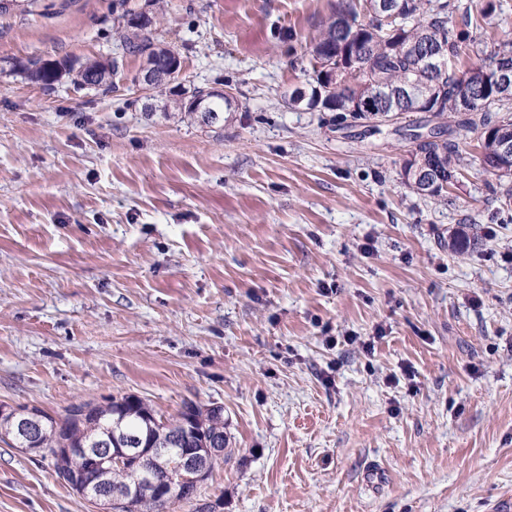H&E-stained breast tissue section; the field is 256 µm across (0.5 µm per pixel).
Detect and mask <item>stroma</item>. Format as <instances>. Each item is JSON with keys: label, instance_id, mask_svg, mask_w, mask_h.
I'll return each instance as SVG.
<instances>
[{"label": "stroma", "instance_id": "1", "mask_svg": "<svg viewBox=\"0 0 512 512\" xmlns=\"http://www.w3.org/2000/svg\"><path fill=\"white\" fill-rule=\"evenodd\" d=\"M121 1L147 7L0 15V403L223 407V464L170 512H512V209L478 130L443 202L402 178L428 113L288 107L339 0H163L185 86L233 89L213 125L143 111L135 57L108 94L12 71L121 53ZM0 512L99 510L0 441Z\"/></svg>", "mask_w": 512, "mask_h": 512}]
</instances>
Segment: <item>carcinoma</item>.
Segmentation results:
<instances>
[{
    "label": "carcinoma",
    "mask_w": 512,
    "mask_h": 512,
    "mask_svg": "<svg viewBox=\"0 0 512 512\" xmlns=\"http://www.w3.org/2000/svg\"><path fill=\"white\" fill-rule=\"evenodd\" d=\"M378 0H345L336 9L352 18L355 26H341L331 16L319 33L305 45L301 61L307 62L309 79L307 91L311 103L297 105L288 97L291 108L306 112H337L346 117L350 108L367 98L377 100V111L390 112L393 106L408 112L414 100L403 99L406 86L414 85L426 97L428 111L435 118L459 114L464 109L458 94L455 59L479 45L473 30L478 20L463 12L461 24L453 22L458 10L454 0H389L395 14L383 18L372 9ZM158 16L144 11L125 10L113 18L112 28L128 56H140L155 47L169 55V64L176 65L175 87L178 98L171 100L165 110L191 116L196 112L193 101L202 100L216 117L232 109L234 97L215 88L194 87L192 98L180 90L182 61L179 53L161 46L155 37ZM425 53L439 61L430 68L419 63L415 54ZM15 70L32 83L51 89L67 79L77 89L109 93L116 90L115 79L124 72L116 59H86L57 61L34 57L15 65ZM473 103L465 124L480 130V164L492 161L495 143L512 138V101L496 98L493 84L471 90ZM461 160L458 144L448 138L415 143L402 169L404 182L412 187L415 170L420 166L434 168L436 186L426 197L442 200L448 196ZM41 422V453L49 454L56 474L71 489L86 483V458L79 453H57L62 448H96L101 442L119 439H141V446L151 443L164 448L161 455L128 459L122 464L105 465L98 473L101 484L112 488L132 485L136 493L112 503L114 512H166L175 502L197 498L201 481L195 474L177 469L180 452L192 448L212 472L219 457L210 454V439L224 435V410L200 409L195 421L183 427L185 413L180 411L165 418L145 400L135 395L109 397L102 402L81 401L65 409L67 424L60 427L48 412L35 409Z\"/></svg>",
    "instance_id": "obj_1"
}]
</instances>
